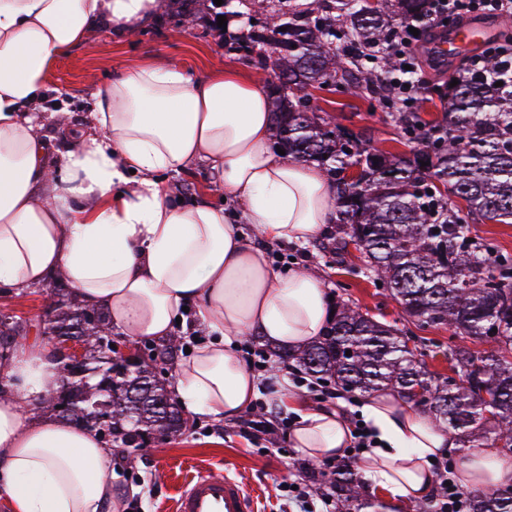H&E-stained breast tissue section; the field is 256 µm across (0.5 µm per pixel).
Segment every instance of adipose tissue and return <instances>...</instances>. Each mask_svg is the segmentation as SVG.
I'll use <instances>...</instances> for the list:
<instances>
[{
    "mask_svg": "<svg viewBox=\"0 0 512 512\" xmlns=\"http://www.w3.org/2000/svg\"><path fill=\"white\" fill-rule=\"evenodd\" d=\"M162 7L0 0V286L22 293L57 277L132 340L172 335L194 307L191 327L208 341L178 365L174 391L186 414L230 420L259 393L238 351L243 334L298 349L330 318L319 272L274 268L266 251L305 244L332 222L324 169L272 148L262 82L221 68L192 77L161 59L115 72L70 147L53 150L40 134L52 61L100 23L131 33ZM198 164L226 205L174 202L158 180ZM60 378L47 345L22 343L0 360V497L13 512H118L111 450L69 420L30 413ZM271 397L298 415L294 448L317 461L344 454L352 435L342 411L307 408L284 377ZM359 413L378 440L359 464L364 480L408 503L435 493L432 462L454 447L452 434L390 390L363 399ZM456 478L466 489L512 484V458L471 450Z\"/></svg>",
    "mask_w": 512,
    "mask_h": 512,
    "instance_id": "ef3b65f1",
    "label": "adipose tissue"
}]
</instances>
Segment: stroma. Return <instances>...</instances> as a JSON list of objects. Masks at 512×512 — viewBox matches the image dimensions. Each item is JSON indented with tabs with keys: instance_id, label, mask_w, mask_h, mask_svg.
<instances>
[{
	"instance_id": "stroma-1",
	"label": "stroma",
	"mask_w": 512,
	"mask_h": 512,
	"mask_svg": "<svg viewBox=\"0 0 512 512\" xmlns=\"http://www.w3.org/2000/svg\"><path fill=\"white\" fill-rule=\"evenodd\" d=\"M163 2L160 14L136 35L127 37L104 26L52 63L41 105L45 111L62 113L63 118L43 128L44 138L64 148L72 131L83 125L94 92L110 81L116 69L134 70L157 58L173 60L192 75L221 64L268 81V72L253 57L226 49L224 30L213 22L210 0H196L188 16L182 14L178 0ZM316 96L321 110L334 116L342 128L369 139L378 149L400 151L401 128L388 113L369 109L367 102L343 89H323ZM335 233V225H325L305 249L281 244L271 250L270 257L274 264L288 267L299 254H306L308 263L321 271L334 301L355 303L381 322L415 332L423 344L447 345L448 329L418 330L408 323L400 305L370 277L362 251L352 248L343 259H336L328 248ZM47 292L44 286L23 294L0 288V310L29 320L27 340L33 344L40 343L37 327L48 318ZM266 401L261 395L253 403V419L266 424L257 435L241 433L235 420L199 419L191 422L184 435L149 443L124 459L114 487L126 503V512H174L180 484L200 468L242 481L255 496L258 512H298L282 485L304 482L310 491L322 490V483L306 479L304 471L311 467L328 474L332 467L313 462L293 448L292 413L283 410L271 416L263 408Z\"/></svg>"
}]
</instances>
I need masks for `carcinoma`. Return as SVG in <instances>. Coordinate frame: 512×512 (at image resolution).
Wrapping results in <instances>:
<instances>
[{
  "label": "carcinoma",
  "mask_w": 512,
  "mask_h": 512,
  "mask_svg": "<svg viewBox=\"0 0 512 512\" xmlns=\"http://www.w3.org/2000/svg\"><path fill=\"white\" fill-rule=\"evenodd\" d=\"M276 2L229 50L255 54L260 66L271 70L278 146L336 175L343 227L330 250L341 255L355 244L368 258L374 281L401 305L409 322L446 326L458 339L448 346L453 375L444 377L428 370L401 330L341 304L321 340L277 358L344 391L391 389L425 407L458 442L479 433L512 454V259L472 243L452 201L463 200L471 215L512 223V85H496L497 76L479 68L455 73L448 81L458 84L444 94L448 112L439 121L426 120L403 111L389 94L387 41L394 27L391 13L402 24L422 21L429 0H377L372 8L366 0H319L306 9ZM325 85H343L382 111L398 113L412 155L377 149L333 121L318 119L311 90ZM47 301L49 336L79 325L85 312L94 315L84 328L87 368L99 380L112 378V393L91 391L58 356L63 385L35 411L50 410L81 427L103 430L118 451L142 447L155 429L183 434L186 421L174 403L159 418L149 404L134 405L126 396L127 386L142 377L154 396L172 399L160 376L174 365L177 337L148 345V359L163 358L160 371L145 364L124 374L123 358L100 348L112 334L106 313L66 299L61 288L52 289ZM491 328L497 329L493 336ZM26 333L25 321L0 312V360ZM490 342L491 349L482 348ZM331 484L338 512H350L365 493L361 478L344 464L336 466ZM468 512H512V496L498 488L477 491Z\"/></svg>",
  "instance_id": "obj_1"
}]
</instances>
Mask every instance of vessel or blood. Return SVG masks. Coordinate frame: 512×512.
Here are the masks:
<instances>
[{"instance_id":"vessel-or-blood-1","label":"vessel or blood","mask_w":512,"mask_h":512,"mask_svg":"<svg viewBox=\"0 0 512 512\" xmlns=\"http://www.w3.org/2000/svg\"><path fill=\"white\" fill-rule=\"evenodd\" d=\"M490 37L478 23L453 27L441 38L439 54L465 57L477 52ZM175 512H255V500L246 486L234 477L200 470L185 480L175 500Z\"/></svg>"}]
</instances>
